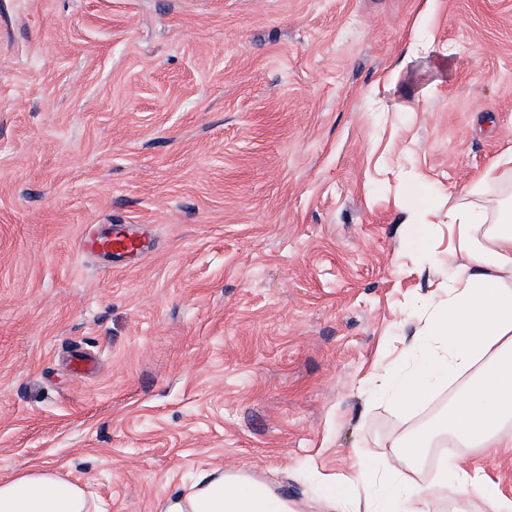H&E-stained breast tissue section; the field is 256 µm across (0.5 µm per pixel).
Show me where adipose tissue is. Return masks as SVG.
Instances as JSON below:
<instances>
[{"label":"adipose tissue","instance_id":"1","mask_svg":"<svg viewBox=\"0 0 512 512\" xmlns=\"http://www.w3.org/2000/svg\"><path fill=\"white\" fill-rule=\"evenodd\" d=\"M496 179L495 167H488L449 206L454 244L447 261H430L438 292L424 305L404 362L378 387L402 408L418 406L440 386L458 381L461 389L435 422L401 435L395 460L359 464L327 487L326 512H357L363 491L370 512H428L426 491L405 470L432 448L442 451L439 485L478 498L484 512H512V498L479 465L464 466L458 455L462 448L512 454V203L476 199L479 187ZM0 512L100 510L82 485L43 465L0 479ZM159 512H289V507L271 487L213 469L198 476L187 496L161 501Z\"/></svg>","mask_w":512,"mask_h":512}]
</instances>
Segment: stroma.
<instances>
[{
    "label": "stroma",
    "mask_w": 512,
    "mask_h": 512,
    "mask_svg": "<svg viewBox=\"0 0 512 512\" xmlns=\"http://www.w3.org/2000/svg\"><path fill=\"white\" fill-rule=\"evenodd\" d=\"M509 154L512 0H0V479L158 512L221 467L323 512L447 408L363 385ZM118 224L141 259L80 252Z\"/></svg>",
    "instance_id": "35a3bbf8"
}]
</instances>
